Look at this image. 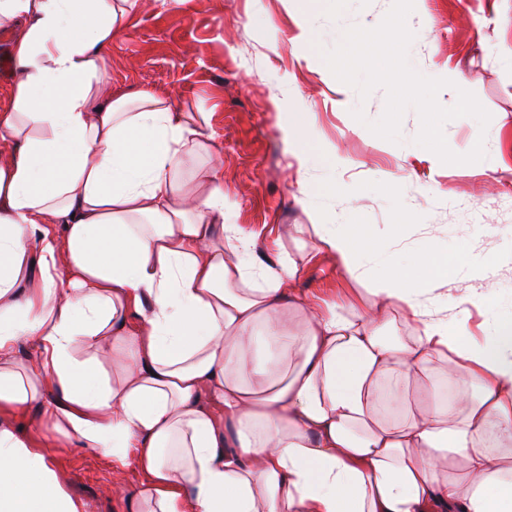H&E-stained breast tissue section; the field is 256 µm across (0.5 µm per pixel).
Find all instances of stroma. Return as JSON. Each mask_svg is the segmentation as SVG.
I'll list each match as a JSON object with an SVG mask.
<instances>
[{
    "label": "stroma",
    "instance_id": "1",
    "mask_svg": "<svg viewBox=\"0 0 512 512\" xmlns=\"http://www.w3.org/2000/svg\"><path fill=\"white\" fill-rule=\"evenodd\" d=\"M392 0H151L131 9L109 51L112 92L148 88L186 112L207 113L214 146L221 156L228 221L257 236L259 252L276 260L288 251L304 268L297 282L306 294L361 305L370 299L333 260L309 254L289 234L308 223L301 204L312 193L328 224L359 223L390 252L435 244L465 258L464 268L448 270L444 291L463 296L477 291L493 313L512 314V209L498 206L512 195V0H420L432 19L409 49L421 74L461 66L459 89L473 92L490 113L487 128L474 118L445 124L448 146L468 151L472 137H485L484 160L445 165L417 145L420 119L407 109L399 142L357 126L353 110L368 120L382 115L386 92L368 98L339 82L320 51L335 46L340 29L384 18ZM486 19L476 27L472 15ZM308 29L309 40L299 37ZM300 127L313 153L335 150L342 167L319 160L309 170L308 189L297 183L296 160L284 130ZM411 179H400L401 171ZM343 181L348 196H336ZM439 185L426 196L420 187ZM405 224H397L398 212ZM15 427L46 447L58 479L87 512H129L114 484L142 489L146 476L135 463L114 470L110 460L70 444L51 426L25 415Z\"/></svg>",
    "mask_w": 512,
    "mask_h": 512
}]
</instances>
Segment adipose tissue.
<instances>
[{"label": "adipose tissue", "instance_id": "adipose-tissue-1", "mask_svg": "<svg viewBox=\"0 0 512 512\" xmlns=\"http://www.w3.org/2000/svg\"><path fill=\"white\" fill-rule=\"evenodd\" d=\"M137 2L0 0V512H85L12 424L35 405L135 461L131 512H512V317H442L458 256L389 255L360 224L293 230L369 307L298 293L289 252L266 264L227 223L208 121L109 92ZM396 306L412 333L390 343ZM437 368L454 399H408Z\"/></svg>", "mask_w": 512, "mask_h": 512}]
</instances>
